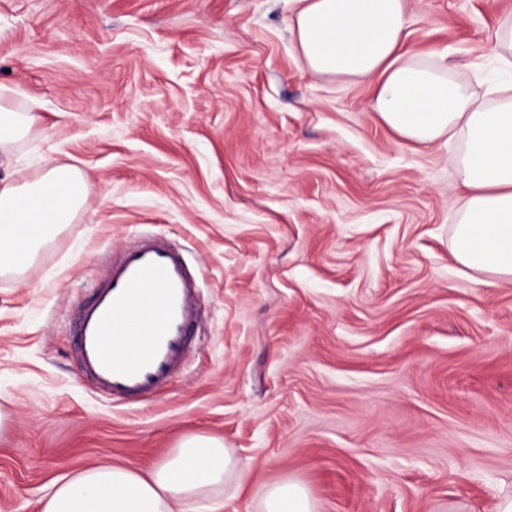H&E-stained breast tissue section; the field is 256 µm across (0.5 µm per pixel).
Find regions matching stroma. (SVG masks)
<instances>
[{"label": "stroma", "mask_w": 512, "mask_h": 512, "mask_svg": "<svg viewBox=\"0 0 512 512\" xmlns=\"http://www.w3.org/2000/svg\"><path fill=\"white\" fill-rule=\"evenodd\" d=\"M407 45L486 99L512 0H409ZM288 0H0V104L39 116L18 179L88 173L75 224L0 275V512L190 434L238 474L211 512L292 479L318 512H494L512 492V282L458 271L457 143L398 140L371 90L312 77ZM142 230L199 271L183 373L129 407L81 380L71 320Z\"/></svg>", "instance_id": "35a3bbf8"}]
</instances>
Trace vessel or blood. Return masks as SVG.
I'll list each match as a JSON object with an SVG mask.
<instances>
[{"mask_svg": "<svg viewBox=\"0 0 512 512\" xmlns=\"http://www.w3.org/2000/svg\"><path fill=\"white\" fill-rule=\"evenodd\" d=\"M198 275L170 239L144 233L113 255L76 313L77 362L98 393L134 403L167 387L196 346Z\"/></svg>", "mask_w": 512, "mask_h": 512, "instance_id": "vessel-or-blood-1", "label": "vessel or blood"}]
</instances>
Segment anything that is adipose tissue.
I'll list each match as a JSON object with an SVG mask.
<instances>
[{"instance_id":"obj_1","label":"adipose tissue","mask_w":512,"mask_h":512,"mask_svg":"<svg viewBox=\"0 0 512 512\" xmlns=\"http://www.w3.org/2000/svg\"><path fill=\"white\" fill-rule=\"evenodd\" d=\"M288 28L316 77L365 83L373 110L394 135L421 147L459 141L453 156L464 192L451 239L461 274L512 282V14L492 37L508 80L492 104L479 102L446 59L411 52L406 0H289ZM38 117L0 105V170ZM90 191L88 175L57 164L33 179L0 177V275L18 274L39 249L74 223ZM236 473L219 438L187 437L151 470L123 465L87 468L57 485L41 512H174L179 502L209 498ZM262 512H316L310 491L292 480L266 487Z\"/></svg>"}]
</instances>
